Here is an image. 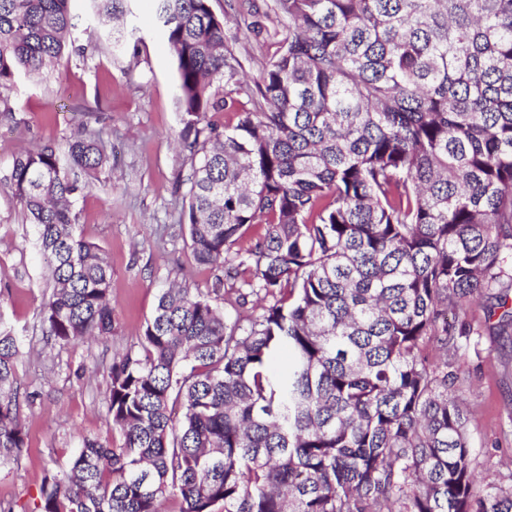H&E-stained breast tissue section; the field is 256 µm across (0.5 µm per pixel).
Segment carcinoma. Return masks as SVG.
Masks as SVG:
<instances>
[{
    "label": "carcinoma",
    "mask_w": 512,
    "mask_h": 512,
    "mask_svg": "<svg viewBox=\"0 0 512 512\" xmlns=\"http://www.w3.org/2000/svg\"><path fill=\"white\" fill-rule=\"evenodd\" d=\"M71 2L0 0V112L18 74L53 72L74 44ZM126 2L89 8L114 20ZM156 2L193 258L220 271L211 294L273 302L245 318L163 291L107 368L120 443L82 438L39 512H512V472L477 480L453 362L428 352L480 334L447 318L477 297L512 324V0H272L285 33L253 90L211 0ZM129 35L107 41L122 51ZM224 110L237 122L221 130L207 116ZM68 152L65 167L51 145L22 151L5 177L47 261L61 347L114 324L112 268L72 209L108 156L95 133ZM19 355L0 317V468L28 447Z\"/></svg>",
    "instance_id": "carcinoma-1"
}]
</instances>
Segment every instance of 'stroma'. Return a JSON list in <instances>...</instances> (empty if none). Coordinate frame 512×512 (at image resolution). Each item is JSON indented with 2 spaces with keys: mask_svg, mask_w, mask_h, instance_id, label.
Listing matches in <instances>:
<instances>
[{
  "mask_svg": "<svg viewBox=\"0 0 512 512\" xmlns=\"http://www.w3.org/2000/svg\"><path fill=\"white\" fill-rule=\"evenodd\" d=\"M271 0H211L216 14L238 19ZM80 18L75 52L47 77L20 76L13 112L0 114V179L23 149L97 131L109 164L74 203L76 229L100 247L112 266L115 328L111 336L74 346L47 342L41 305L46 262L31 224L0 183V315L19 332L18 375L28 451L0 469V498L15 512H33L44 476L65 467L84 437L108 439L104 417L106 368L115 354L137 345L159 293L178 282L211 288L214 272L199 265L180 221L192 173L177 138L176 66L160 33L155 0H132L125 17L141 42L136 52L112 53L99 34L112 23L75 0ZM228 27L248 82L258 81L276 50L264 36ZM478 326V339L462 341L453 359L457 389L473 412L471 442L481 480L497 482L512 468V335L490 329L475 303L459 314Z\"/></svg>",
  "mask_w": 512,
  "mask_h": 512,
  "instance_id": "1",
  "label": "stroma"
}]
</instances>
